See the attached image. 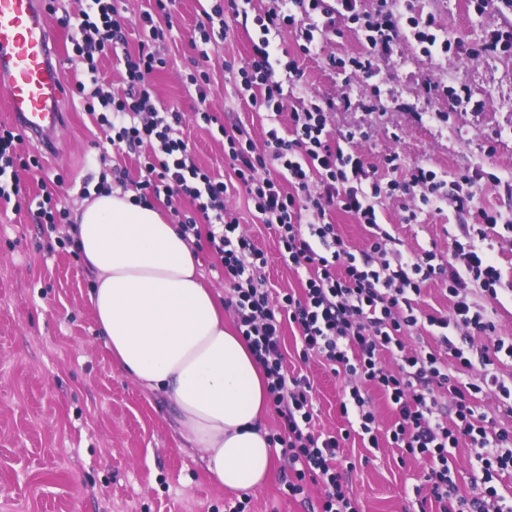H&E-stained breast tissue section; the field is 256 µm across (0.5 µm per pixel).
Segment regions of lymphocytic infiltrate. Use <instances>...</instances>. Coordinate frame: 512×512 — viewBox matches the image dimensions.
<instances>
[{"label": "lymphocytic infiltrate", "instance_id": "1", "mask_svg": "<svg viewBox=\"0 0 512 512\" xmlns=\"http://www.w3.org/2000/svg\"><path fill=\"white\" fill-rule=\"evenodd\" d=\"M137 24L145 33L136 57L126 59L124 89L115 95L102 84L82 92L86 112L105 133L107 144L126 143L129 148L149 147L145 175L136 184L141 198L181 196L197 200L208 229L200 231L194 218L180 224L184 236L206 238L219 258L224 276L232 280L233 293L225 301L236 316L237 331L262 367L267 397L275 407L282 431L275 438L288 463L284 482L291 496H303L309 486L321 490V512H360L336 460L352 433L379 445L376 416L367 396L377 390L391 406L395 422L389 430L393 447L404 458L422 462L425 499L438 512H512L499 487L512 475V430L497 427L494 419L477 412L478 396L491 393L497 408L512 414V384L494 371L500 357L512 358V336H500L484 311L474 309L464 290L480 284L490 298H497L502 276L493 256L474 239L457 244L453 253L440 258L435 252L406 255L397 240L380 224L374 204L382 186L373 170L342 146L353 143L355 133L335 141L319 104L288 108L275 67L270 59L271 32L282 23L304 16L300 55L315 51L317 24L310 18L325 11L324 0H292L293 12L255 16L261 35L252 55L239 70L236 95L252 105L278 115H289V137L269 129L263 146H256L242 127L224 135L233 162L235 181L253 202L261 223L274 229L283 256L295 269L306 272L301 296L285 295L281 303L270 299L261 273L262 252L247 238L237 235V217L224 206L229 186L215 179L196 161L181 130L182 114L163 104L147 82L166 61L154 49L164 32L157 19L169 16L167 0H153ZM94 17L83 18L71 37L73 49L86 61L115 53L126 45L127 24L115 0H94ZM39 167V159L20 161L15 135L0 129V176L10 175V185L0 184V200L23 202L26 188L15 165ZM445 181L434 170L418 168L408 180L391 182L392 190L418 198L425 206L445 202ZM351 214L367 225L371 237L361 254L352 253L330 221L333 209ZM437 279L447 288L448 315H420L417 299L425 282ZM438 330V350L407 348L403 337L419 320ZM291 322L300 331L303 356L322 358L340 366L350 379V405L356 430L324 436L315 433L312 385L307 377L291 375L284 365L282 324ZM495 336L492 349L475 348L471 335ZM396 368H388L384 355ZM453 359L456 375H449L446 359ZM482 373H474V366ZM452 398L443 406L441 394ZM466 444L481 465L468 495H461L449 451Z\"/></svg>", "mask_w": 512, "mask_h": 512}]
</instances>
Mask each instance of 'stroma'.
<instances>
[{
  "label": "stroma",
  "instance_id": "obj_1",
  "mask_svg": "<svg viewBox=\"0 0 512 512\" xmlns=\"http://www.w3.org/2000/svg\"><path fill=\"white\" fill-rule=\"evenodd\" d=\"M273 5L250 0L247 18L226 15V37L205 42L196 24L213 0H175L172 29L157 44L168 65L151 75L153 89L182 113L198 162L219 177L233 175L222 127L246 126L259 145L270 128L288 133L287 116L270 121L266 112L234 98L238 70L258 37L249 18ZM389 8L395 35L379 49L375 73L331 63L361 55L364 24L378 17L379 0H356L354 13L334 14L316 52L298 56L301 76L290 104L322 105L333 136L358 132L346 150L375 168L381 182L431 169L445 175L449 195L474 192L475 205L496 209L503 223L512 220V47L494 44L498 34L512 31V6L503 0H390ZM415 15L432 18L447 35V55L421 53L407 26ZM61 65L67 121L60 151L42 154L29 140L22 149L41 155L44 166L26 181L30 200H41L62 181L70 188L65 206L73 211L83 200V180L101 171L95 144L103 134L75 88L91 80L86 64L65 58ZM199 67L210 76L204 100L187 88ZM435 85L445 94L433 95ZM456 91L464 92V102L453 99ZM205 112L216 114L219 124H205ZM393 153L399 157L395 172L384 164ZM404 203L384 194L376 211L408 253L448 254L472 229V214L453 204L423 208L412 220ZM225 206L262 251L273 301L301 293L299 276L246 195L231 193ZM503 223L487 229L484 245L504 290L493 302L472 283L467 299L487 310L498 335L512 336V232ZM70 235L69 225L51 231L33 223L28 211L0 203V512H225L231 502L243 503L244 512H319V489L306 498L289 496L281 460L267 484L249 493L225 490L207 475L200 450L185 447L179 436L170 402L113 365L89 303L93 274L69 245ZM282 336L288 370L311 382L316 431L347 428L339 411L346 375L323 360L302 359L295 324L284 323ZM340 456L361 512H419L415 488L423 483L422 463L358 438L347 441Z\"/></svg>",
  "mask_w": 512,
  "mask_h": 512
}]
</instances>
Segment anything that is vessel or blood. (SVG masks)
Masks as SVG:
<instances>
[{
  "mask_svg": "<svg viewBox=\"0 0 512 512\" xmlns=\"http://www.w3.org/2000/svg\"><path fill=\"white\" fill-rule=\"evenodd\" d=\"M0 85L22 131L46 152L65 126L58 45L39 0H0Z\"/></svg>",
  "mask_w": 512,
  "mask_h": 512,
  "instance_id": "vessel-or-blood-1",
  "label": "vessel or blood"
}]
</instances>
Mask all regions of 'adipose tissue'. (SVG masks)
<instances>
[{
    "mask_svg": "<svg viewBox=\"0 0 512 512\" xmlns=\"http://www.w3.org/2000/svg\"><path fill=\"white\" fill-rule=\"evenodd\" d=\"M80 255L95 275L89 299L117 368L167 395L177 430L230 491L263 486L275 456L262 426V369L224 327L191 242L135 192L84 201L74 215Z\"/></svg>",
    "mask_w": 512,
    "mask_h": 512,
    "instance_id": "1",
    "label": "adipose tissue"
}]
</instances>
